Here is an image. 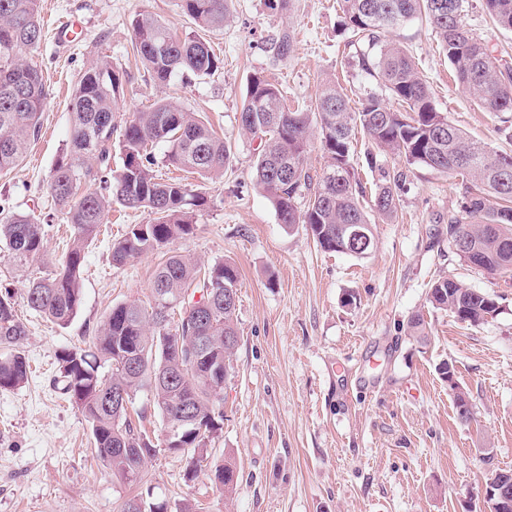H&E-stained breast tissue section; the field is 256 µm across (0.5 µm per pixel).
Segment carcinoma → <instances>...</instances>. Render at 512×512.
Instances as JSON below:
<instances>
[{
    "mask_svg": "<svg viewBox=\"0 0 512 512\" xmlns=\"http://www.w3.org/2000/svg\"><path fill=\"white\" fill-rule=\"evenodd\" d=\"M229 0H178L181 14L196 33L183 38L165 23L143 16L133 24V52L159 82L191 73L214 74L224 60L200 35L224 26ZM40 0H0V172L14 169L41 131L47 99L41 67L23 54L34 53L43 40ZM468 0H339L344 26L353 40L368 44L360 51V70L377 82L399 108L368 92L361 109L351 111L336 81H324L310 109L290 112L280 88L253 74L246 82L240 128L264 139L253 162L255 183L273 201L284 224H303L321 249L365 258L375 248L368 212L386 221L396 218L402 172H382V182L365 210V191L355 179L352 144L360 131L377 149L405 159L410 166L468 176L483 186L464 197L448 215V244L464 235L471 248L458 257L496 279L512 278V154L501 153L471 138L448 121L433 104L426 81L405 47L386 34L415 16H423L453 64L459 85L485 112H512V65L500 62L489 43L467 26ZM493 25L512 31V0H483ZM128 73L98 53L81 69L71 97V131L56 160L49 188L74 235L65 258L44 278L28 283V307L60 325L77 315L85 250L97 235L112 205L150 210L148 224H133L112 242L111 261L123 266L144 253L162 254L153 271L150 293L161 301L121 303L112 307L85 348H63L56 355L62 390L90 427L95 452L122 480L137 479L155 444L143 430L144 413L134 421L129 407L145 387L163 418L165 432L175 431L181 452H189L194 474L208 463L207 443L221 431V393L233 369L238 346V271L228 259L201 269L189 257L172 253L169 244L193 231L194 213L208 204L205 192L182 182H161L153 175L155 157L148 146L163 143L165 159L178 169L215 182L233 158L232 145L212 125L180 104L163 101L137 112L125 122L118 142L116 113L123 108ZM319 139L326 158L312 175L306 154ZM122 164L112 170V149ZM377 152L369 151V169H381ZM496 204H490V199ZM47 229L21 213L0 222V253L23 271L45 252ZM211 288L206 322L185 308L181 298ZM432 307L451 312L459 321L478 326L497 311L494 295L464 283L441 278L428 291ZM178 311L179 318L170 320ZM26 326L15 310L14 293L0 290V389L14 390L28 378L29 365L19 341ZM457 418H473L468 394L455 384ZM489 476L485 486L495 494L491 512H512V469L483 457ZM212 481L233 493L237 474L231 463L211 467ZM119 512H164L161 503L134 496Z\"/></svg>",
    "mask_w": 512,
    "mask_h": 512,
    "instance_id": "1",
    "label": "carcinoma"
}]
</instances>
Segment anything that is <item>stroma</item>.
Here are the masks:
<instances>
[{
    "label": "stroma",
    "mask_w": 512,
    "mask_h": 512,
    "mask_svg": "<svg viewBox=\"0 0 512 512\" xmlns=\"http://www.w3.org/2000/svg\"><path fill=\"white\" fill-rule=\"evenodd\" d=\"M149 15L183 36L193 29L177 0H40V17L79 24L69 49L45 38L35 54L44 74L74 80L88 52L100 48L130 81L116 115L160 100L200 113L231 140L233 162L220 183L206 184L209 204L192 234L172 251L202 264L235 262L239 272L234 369L224 383L222 430L209 442L214 463L232 462L238 483L231 496L216 488L209 469L187 478L186 455L162 447L163 420L150 391L133 408L158 449L137 482L112 475L93 454L81 414L54 384L56 354L85 346L112 306L147 302L157 254L125 266L111 262L112 241L129 225L146 224V209L113 206L88 248L76 318L58 326L29 309L28 277L45 276L70 242L67 224L48 187L50 171L71 130V88L47 84L42 131L23 161L0 174V208L47 225V257L28 273L0 261V287L15 291L27 335L19 345L32 375L21 388L0 391V512H117L127 498L147 492L168 512H490L480 495L487 468L512 469V282L493 279L455 256L439 219L457 211L475 182L408 167L390 153L378 160L408 170L395 220H376V248L366 258L323 251L304 225L282 224L273 202L255 184L257 140L236 121L247 79L259 73L283 91L288 106H310L323 79L336 78L351 108L373 81L357 66L336 0H230L223 28L207 32L223 68L214 75L162 83L136 65L132 21ZM469 28L512 63V31L494 29L481 0H469ZM290 33L294 51L277 59L274 43ZM426 80L436 108L449 121L495 150L512 154V112L483 111L454 80L453 66L424 18L397 32ZM449 277L494 294L499 308L479 326L456 320L427 302L431 284ZM423 314L426 340L407 324ZM449 363L444 380L440 363ZM467 392L474 417L461 423L454 388Z\"/></svg>",
    "instance_id": "35a3bbf8"
}]
</instances>
